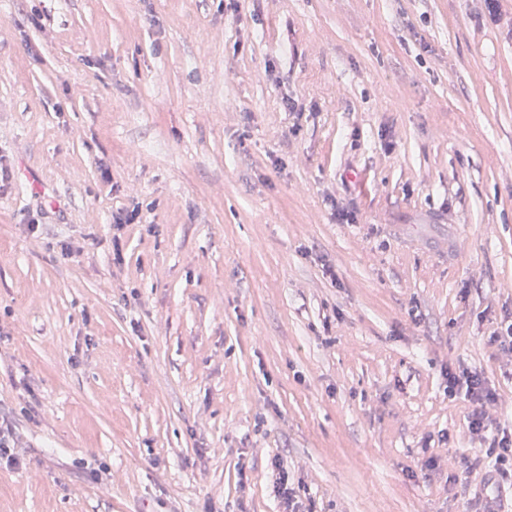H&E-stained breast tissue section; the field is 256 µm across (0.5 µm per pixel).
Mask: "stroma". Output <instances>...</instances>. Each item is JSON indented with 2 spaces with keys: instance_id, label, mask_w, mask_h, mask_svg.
Returning a JSON list of instances; mask_svg holds the SVG:
<instances>
[{
  "instance_id": "1",
  "label": "stroma",
  "mask_w": 512,
  "mask_h": 512,
  "mask_svg": "<svg viewBox=\"0 0 512 512\" xmlns=\"http://www.w3.org/2000/svg\"><path fill=\"white\" fill-rule=\"evenodd\" d=\"M0 164V512H512V0H0ZM446 376L448 378V393L451 395L461 394L475 405L467 418L469 433L486 438V436H482L487 431L483 405L492 400L494 396L492 391L485 387L481 373L476 369H462L457 372L448 367ZM272 467L275 471H277V479L275 486L276 497L280 500V503L284 505V512H300V504L299 501H296L299 492L295 487H293L290 483H288V471L284 468L282 461L279 457H275L271 463Z\"/></svg>"
}]
</instances>
